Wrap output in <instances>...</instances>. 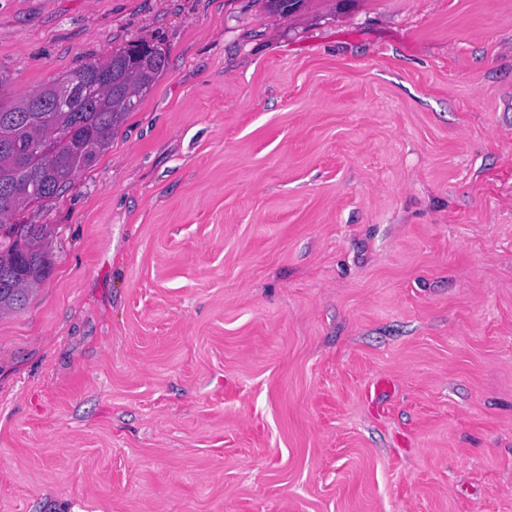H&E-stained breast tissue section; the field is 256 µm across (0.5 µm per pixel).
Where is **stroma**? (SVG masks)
<instances>
[{"label": "stroma", "mask_w": 512, "mask_h": 512, "mask_svg": "<svg viewBox=\"0 0 512 512\" xmlns=\"http://www.w3.org/2000/svg\"><path fill=\"white\" fill-rule=\"evenodd\" d=\"M135 43L20 216L0 512H512V0H0V94ZM46 225L0 224V312L21 308L51 270Z\"/></svg>", "instance_id": "obj_1"}]
</instances>
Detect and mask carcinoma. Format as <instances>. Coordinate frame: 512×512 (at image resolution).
Wrapping results in <instances>:
<instances>
[{
	"instance_id": "cac0c4a2",
	"label": "carcinoma",
	"mask_w": 512,
	"mask_h": 512,
	"mask_svg": "<svg viewBox=\"0 0 512 512\" xmlns=\"http://www.w3.org/2000/svg\"><path fill=\"white\" fill-rule=\"evenodd\" d=\"M165 66V55L148 45L86 63L67 78L82 87L64 105L54 104L57 82L36 91L51 104L30 112V98L0 96V217L49 199L74 184L109 145L112 131L134 111ZM36 139L43 150H32ZM44 224H0V312L21 308L29 291L51 270Z\"/></svg>"
}]
</instances>
